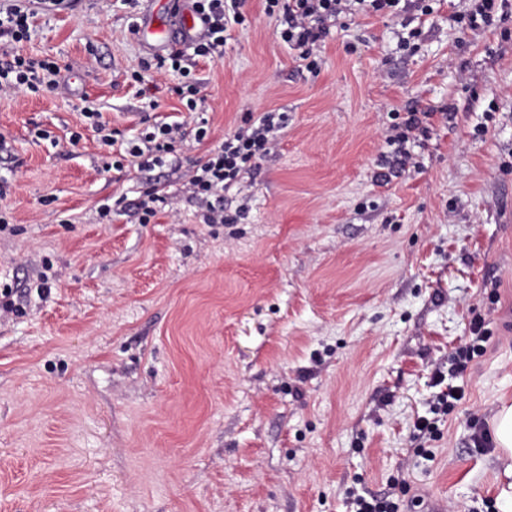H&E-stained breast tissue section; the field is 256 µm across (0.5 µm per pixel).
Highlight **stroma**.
Listing matches in <instances>:
<instances>
[{
    "label": "stroma",
    "instance_id": "obj_1",
    "mask_svg": "<svg viewBox=\"0 0 512 512\" xmlns=\"http://www.w3.org/2000/svg\"><path fill=\"white\" fill-rule=\"evenodd\" d=\"M30 10V41L0 54L61 72L0 98L18 158L0 159V289L24 290L0 316V512H351L420 489L502 512L498 451L470 435L512 397V21L464 33L442 0L405 47L401 21L346 15L312 72L247 0L191 112L178 76L131 82L157 55L132 27L154 11L178 30L169 0ZM87 102L128 138L151 112L210 137L142 178L86 130ZM411 109L427 132L394 169L385 137ZM267 111L286 126L225 193L237 223H202L181 170ZM153 181L168 203L142 224ZM476 318L486 351L450 372ZM443 385L462 398L418 444Z\"/></svg>",
    "mask_w": 512,
    "mask_h": 512
}]
</instances>
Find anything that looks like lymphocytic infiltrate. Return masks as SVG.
Here are the masks:
<instances>
[{
    "label": "lymphocytic infiltrate",
    "mask_w": 512,
    "mask_h": 512,
    "mask_svg": "<svg viewBox=\"0 0 512 512\" xmlns=\"http://www.w3.org/2000/svg\"><path fill=\"white\" fill-rule=\"evenodd\" d=\"M243 0H192L195 14L203 21L205 31L201 38L190 42L188 49H178L168 55L157 57L154 63H142L139 71L133 72L135 82H144L151 70H170L180 75L181 80L174 92L183 101L188 111H195L201 92V83L192 78L184 65L187 54L201 59L215 58L221 51L227 33L233 25L241 23ZM434 0H266L268 13L283 12L285 26L280 32L284 43L297 51L298 58L310 70L319 63L314 49L330 33L329 23L336 16L348 14L394 16L412 9L428 16L434 11ZM504 0H472L455 16L458 28L464 31L488 28L501 24L506 19ZM60 68L55 61L5 54L0 58V93L20 89L39 92L41 87H54ZM281 118L272 112L248 116L244 125L225 137L219 145L209 149L204 161L184 173L191 200L202 210V219L207 224L227 223L224 213V192L241 185L246 174L256 161L270 154L277 145L273 134ZM178 122L157 121L147 125L139 136L130 141L125 160L129 166L141 172L162 167L181 135Z\"/></svg>",
    "instance_id": "obj_1"
}]
</instances>
